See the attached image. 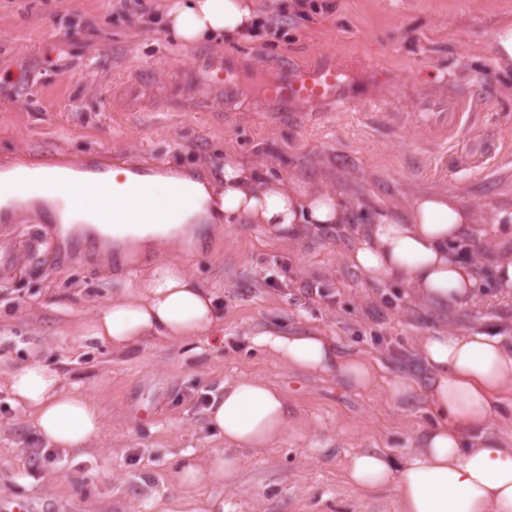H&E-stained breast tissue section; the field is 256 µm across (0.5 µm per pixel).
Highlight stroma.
<instances>
[{
    "label": "stroma",
    "mask_w": 512,
    "mask_h": 512,
    "mask_svg": "<svg viewBox=\"0 0 512 512\" xmlns=\"http://www.w3.org/2000/svg\"><path fill=\"white\" fill-rule=\"evenodd\" d=\"M165 0H0V164L81 169L107 157L214 173L232 153L275 175L316 187L343 186L378 208L424 191L456 193L482 208L481 250L512 253V70L498 68L492 34L512 22V0H254L266 27L237 43L182 49L162 26ZM240 58L252 69L281 62L334 61L359 94L354 106L301 108L289 117L246 98L223 111H173L150 99L122 109L138 67L159 85L179 79L195 53ZM431 112H475L462 139ZM19 268L0 280V500L36 512H399L393 493L365 498L345 477L348 456L377 449L398 457L427 414L391 402L388 384L414 368L419 336L434 328L490 327L512 336V299L484 279L469 306L439 314L393 283L371 284L346 260L353 241L336 231L285 242L261 224L203 227L186 267L214 287L224 345L214 349L155 340L113 353L78 324L119 295L127 274L114 256L57 265L37 215L0 229ZM257 325L315 329L341 353L376 361L363 391L333 376L288 368L254 348ZM39 361L100 404L104 430L89 448L46 449L6 376ZM287 396L292 422L275 448L243 449L225 487L184 488L174 466L223 443L205 425L204 397L240 376ZM41 459H33V451ZM30 479L19 486L16 474Z\"/></svg>",
    "instance_id": "obj_1"
}]
</instances>
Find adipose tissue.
<instances>
[{"label": "adipose tissue", "instance_id": "adipose-tissue-1", "mask_svg": "<svg viewBox=\"0 0 512 512\" xmlns=\"http://www.w3.org/2000/svg\"><path fill=\"white\" fill-rule=\"evenodd\" d=\"M165 20L172 37L185 45L246 38L256 30L250 0H169ZM0 181L26 214L37 204L63 201L71 225L111 237L125 263L188 244L200 220L262 224L287 242L310 229L348 224L356 239L349 262L370 282L398 283L430 309L470 304L485 271L503 296L512 297V256L488 259L480 268L462 259L461 245L478 235L477 215L449 192H422L398 208H370L368 221L357 224L340 191L274 177L232 156L207 179L180 170L139 175L122 167L108 170L96 188L71 170L19 165ZM175 184L191 191V208L170 206ZM81 329L121 353L147 339L208 341L223 335L224 315L214 289L175 261L128 280L122 295L97 308ZM252 344L283 365L336 376L354 389L368 388L375 376L372 360L339 355L335 340L316 331L261 328ZM418 353L429 372L427 384L402 374L389 395L398 405L422 396L431 421L401 458L378 450L350 456L349 482L365 497L393 492L401 512H512V438L502 429L512 418V404L503 399L512 389V336L433 330L420 337ZM7 385L49 447L80 449L99 438L102 412L80 384L64 385L57 372L33 361L9 372ZM289 424L286 395L251 377L224 383L207 409V425L226 448L276 446ZM176 468L187 487L204 480L229 484L238 460L218 452L201 461L186 452Z\"/></svg>", "mask_w": 512, "mask_h": 512}]
</instances>
